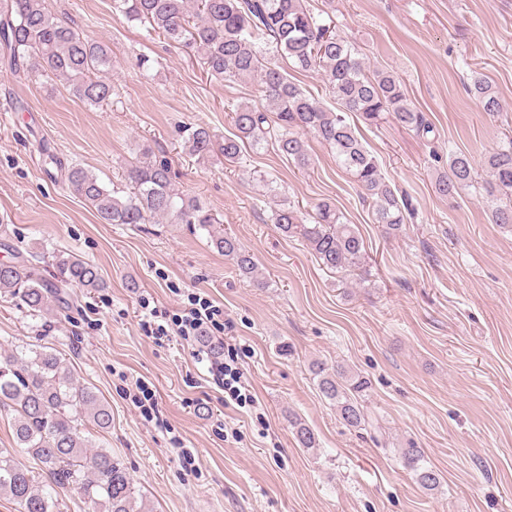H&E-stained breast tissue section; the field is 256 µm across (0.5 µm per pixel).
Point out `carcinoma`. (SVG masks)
I'll use <instances>...</instances> for the list:
<instances>
[{"instance_id": "cac0c4a2", "label": "carcinoma", "mask_w": 512, "mask_h": 512, "mask_svg": "<svg viewBox=\"0 0 512 512\" xmlns=\"http://www.w3.org/2000/svg\"><path fill=\"white\" fill-rule=\"evenodd\" d=\"M112 12L145 27L201 60L207 72L222 81L255 79L264 104H243L232 112L235 133L218 138L209 127L187 128L188 153L199 160L240 159L242 144L271 142L278 153L299 168L309 164L303 136L309 135L336 153L338 165L348 171L372 203L375 221L398 231L408 203L386 184L375 159L345 117L326 109L288 79L258 38H269L272 51L292 60L302 70L321 72L323 83L345 112L375 124L387 114L421 135L433 132L423 113L415 110L397 80L386 71L366 72L359 53L306 5V0H112ZM0 61L10 73L25 80L45 77L90 106H101L115 94L107 79L112 73V51L99 40L80 34L71 23L56 17L48 0H0ZM469 91L485 112L501 111L499 97L483 79ZM486 177L470 157L449 156L448 172L435 182L443 196L474 188L491 207L492 221L512 226V135L484 159ZM130 190H112L95 172L74 165L65 174L69 191L95 210L105 224H160L171 219L196 225L207 232L210 244L230 258L239 274L258 288L266 287L248 251L224 233L218 218L197 198L173 187L165 161L151 159L149 150L126 170ZM313 223L305 224L297 211L280 205L273 211L276 227L300 236L322 265L334 272L354 271L365 262L364 241L328 201L317 205ZM0 248L13 259L0 262V296L42 316L67 303L62 289L76 286L90 291L107 288L97 266L74 253L54 256L50 276L43 274L40 256L23 254L9 243ZM318 388L350 427L366 423L361 397L368 381L345 370L328 372L313 367ZM0 405L12 409L16 444L41 465V481L16 465L0 449V493L10 495L19 512H55L53 492L73 489L102 512H142L133 482L123 465L105 448H96L81 435L88 422L105 431L112 425L110 406L81 384L55 353L38 348L0 349ZM302 448L317 447L314 432L295 424ZM404 464L416 483L427 491L440 486V475L421 464L417 448H403Z\"/></svg>"}]
</instances>
